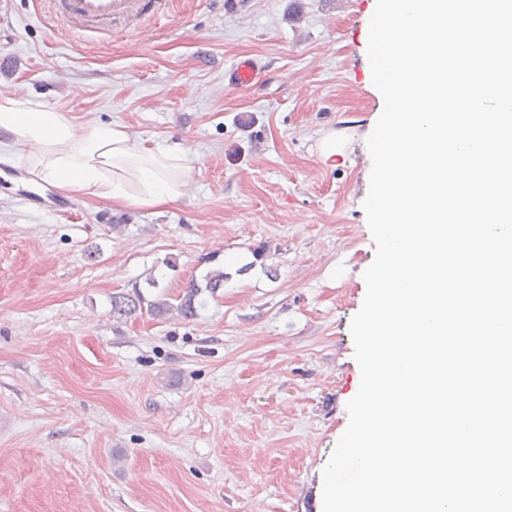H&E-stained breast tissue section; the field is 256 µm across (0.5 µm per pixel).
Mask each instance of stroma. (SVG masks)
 Here are the masks:
<instances>
[{
    "mask_svg": "<svg viewBox=\"0 0 512 512\" xmlns=\"http://www.w3.org/2000/svg\"><path fill=\"white\" fill-rule=\"evenodd\" d=\"M375 7L169 0L87 44L0 0V93L191 149L185 194L156 208L35 209L0 184V512H322L375 257ZM242 57L257 84L228 83ZM216 268L194 319L112 317L147 273L175 295Z\"/></svg>",
    "mask_w": 512,
    "mask_h": 512,
    "instance_id": "1",
    "label": "stroma"
}]
</instances>
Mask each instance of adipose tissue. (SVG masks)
<instances>
[{
    "instance_id": "1",
    "label": "adipose tissue",
    "mask_w": 512,
    "mask_h": 512,
    "mask_svg": "<svg viewBox=\"0 0 512 512\" xmlns=\"http://www.w3.org/2000/svg\"><path fill=\"white\" fill-rule=\"evenodd\" d=\"M0 146L21 148V162L40 182L124 208L177 201L189 179L185 149L142 145L124 125L82 123L21 91L0 93Z\"/></svg>"
}]
</instances>
